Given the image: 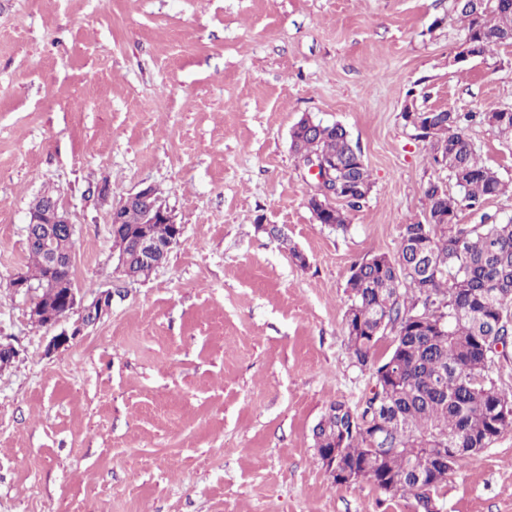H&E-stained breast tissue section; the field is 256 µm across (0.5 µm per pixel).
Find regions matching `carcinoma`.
I'll return each mask as SVG.
<instances>
[{
    "instance_id": "cac0c4a2",
    "label": "carcinoma",
    "mask_w": 512,
    "mask_h": 512,
    "mask_svg": "<svg viewBox=\"0 0 512 512\" xmlns=\"http://www.w3.org/2000/svg\"><path fill=\"white\" fill-rule=\"evenodd\" d=\"M486 0L476 18L457 11L465 36L484 57L501 46L493 35L503 28L502 4ZM500 109L437 114L431 140L444 145L446 167L458 188L453 196L433 181L424 189L425 206L448 215L446 224H401L399 246L390 256L377 254L349 269L345 332L354 363L371 372L373 385L362 407L338 400L313 428L318 460L337 448L341 462L360 470L368 463L375 431L385 432L388 449L376 464L371 484L416 501L417 512H428V493L448 483V471L463 468L496 435L495 419L512 421V393L489 375L495 360L508 357L512 318L500 300L512 301V219L505 223L462 224L460 213L500 196L506 184L484 164L465 128L480 120L496 131ZM300 148L336 163V176L348 180L358 172L371 184L367 168L355 170L350 136L338 123L302 137ZM145 211L123 214L128 236L146 229L166 241L170 224H146ZM33 264L28 282L41 287L37 297L57 302L68 271L47 267L38 243L27 244ZM151 270L136 255L128 256L123 275L146 280ZM395 332L390 353L378 356L384 329ZM499 343L502 350L493 351ZM437 448L451 450V468L428 472L427 489L418 491L410 461Z\"/></svg>"
}]
</instances>
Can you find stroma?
Listing matches in <instances>:
<instances>
[{
    "instance_id": "1",
    "label": "stroma",
    "mask_w": 512,
    "mask_h": 512,
    "mask_svg": "<svg viewBox=\"0 0 512 512\" xmlns=\"http://www.w3.org/2000/svg\"><path fill=\"white\" fill-rule=\"evenodd\" d=\"M452 0H0V512H414L336 485L312 430L358 406L369 371L344 331L353 263L395 254L428 182L458 189L406 106L512 108V46L453 63ZM343 124L372 188L318 223L290 132ZM468 136L509 190L464 224L512 217V139ZM159 187L184 230L147 280L116 269L110 203ZM76 225L72 279L110 310L49 350L15 293L32 199ZM279 237H272V230ZM307 258L297 265L290 248ZM512 512V427L438 493Z\"/></svg>"
}]
</instances>
